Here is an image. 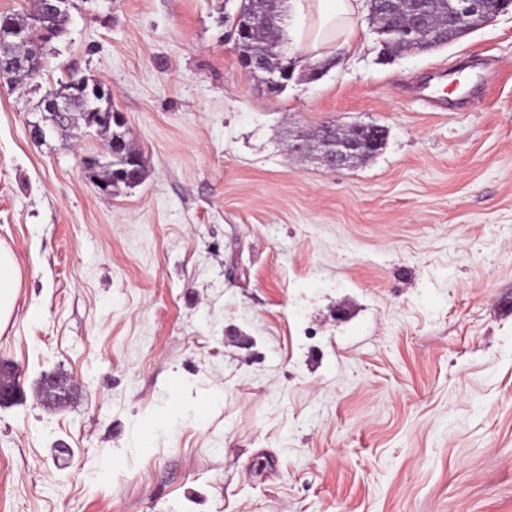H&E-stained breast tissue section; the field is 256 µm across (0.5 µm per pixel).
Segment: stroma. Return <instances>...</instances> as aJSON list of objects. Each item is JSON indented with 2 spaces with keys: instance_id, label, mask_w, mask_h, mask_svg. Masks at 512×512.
Listing matches in <instances>:
<instances>
[{
  "instance_id": "1",
  "label": "stroma",
  "mask_w": 512,
  "mask_h": 512,
  "mask_svg": "<svg viewBox=\"0 0 512 512\" xmlns=\"http://www.w3.org/2000/svg\"><path fill=\"white\" fill-rule=\"evenodd\" d=\"M358 2L318 80L282 44L276 95L230 36L241 0H78L42 79H0V512H512V8L387 56ZM487 61L473 109L415 90ZM72 75L111 88L139 186L96 188L99 138H33ZM327 121L386 145L335 171L287 151ZM52 370L80 384L62 409ZM19 287V269L11 250L0 246V329L10 322ZM20 389L11 367L0 366V406H8L19 399ZM40 385L42 388V394L51 396L52 400L58 407H63L69 399L71 391L70 384L68 387L64 386L59 374L55 372H45L41 377Z\"/></svg>"
}]
</instances>
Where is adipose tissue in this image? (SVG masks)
I'll return each instance as SVG.
<instances>
[{"label":"adipose tissue","mask_w":512,"mask_h":512,"mask_svg":"<svg viewBox=\"0 0 512 512\" xmlns=\"http://www.w3.org/2000/svg\"><path fill=\"white\" fill-rule=\"evenodd\" d=\"M293 10L301 17L310 19L309 28L296 32L305 43L310 60L325 57L329 46L340 35L353 28L356 0H290Z\"/></svg>","instance_id":"ef3b65f1"}]
</instances>
